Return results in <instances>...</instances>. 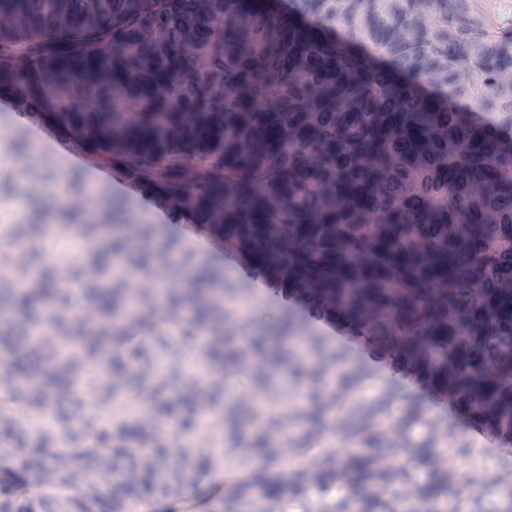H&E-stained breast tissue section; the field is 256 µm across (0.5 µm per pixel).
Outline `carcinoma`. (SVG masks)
Masks as SVG:
<instances>
[{
	"label": "carcinoma",
	"mask_w": 512,
	"mask_h": 512,
	"mask_svg": "<svg viewBox=\"0 0 512 512\" xmlns=\"http://www.w3.org/2000/svg\"><path fill=\"white\" fill-rule=\"evenodd\" d=\"M424 11L434 24L419 23ZM0 13L1 95L50 111L62 136L195 223L224 225L285 295L304 290L315 315L371 336L394 370L415 371L469 420L512 426V145L449 105L469 98L512 129V16L474 0H290L286 11L278 0H0ZM426 82L448 93L425 94ZM100 230L66 224L90 239ZM27 234L1 270L29 261ZM170 258L203 265L176 241L157 255ZM76 276L111 335L70 327L51 270L27 290L0 280V304L42 325L0 330V512H281L286 491L319 497L338 483L320 512H401V452L429 470L418 498L448 499L455 477L436 436L420 448L386 439L423 418L412 397L393 413L390 388L352 410L362 424L343 457L281 485L280 456H316L352 389L336 372L347 353L315 339L291 370L312 383L307 404L279 410L273 373L292 356L280 351L291 315L242 349L224 335L216 271L141 294L138 311L101 260ZM205 332L188 375L181 360ZM243 380L267 393L260 427L232 394ZM90 386L106 425L84 408Z\"/></svg>",
	"instance_id": "obj_1"
}]
</instances>
